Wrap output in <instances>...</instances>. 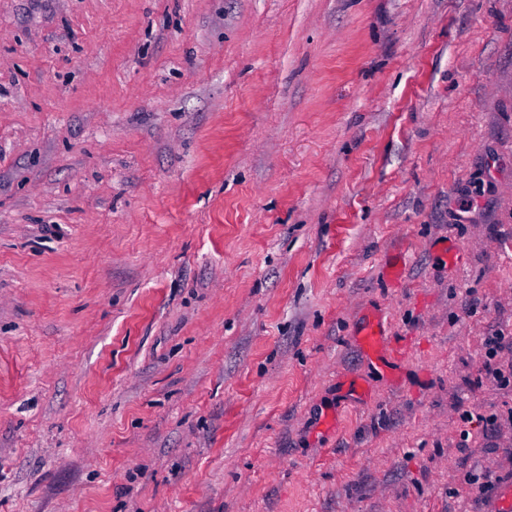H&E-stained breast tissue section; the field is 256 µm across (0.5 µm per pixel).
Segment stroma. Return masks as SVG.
Returning a JSON list of instances; mask_svg holds the SVG:
<instances>
[{"instance_id": "35a3bbf8", "label": "stroma", "mask_w": 512, "mask_h": 512, "mask_svg": "<svg viewBox=\"0 0 512 512\" xmlns=\"http://www.w3.org/2000/svg\"><path fill=\"white\" fill-rule=\"evenodd\" d=\"M497 330L512 0H0V512H494Z\"/></svg>"}]
</instances>
